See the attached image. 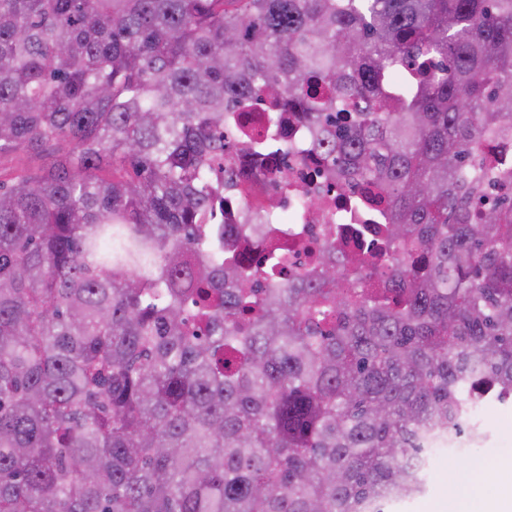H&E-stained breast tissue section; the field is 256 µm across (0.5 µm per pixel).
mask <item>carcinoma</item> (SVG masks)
<instances>
[{"label": "carcinoma", "mask_w": 512, "mask_h": 512, "mask_svg": "<svg viewBox=\"0 0 512 512\" xmlns=\"http://www.w3.org/2000/svg\"><path fill=\"white\" fill-rule=\"evenodd\" d=\"M300 113L386 215L256 293L224 113ZM65 144L68 151L60 153ZM0 512H370L512 403V0H0ZM34 159L25 151L18 150L0 158V179L8 181L23 169L33 167Z\"/></svg>", "instance_id": "cac0c4a2"}]
</instances>
